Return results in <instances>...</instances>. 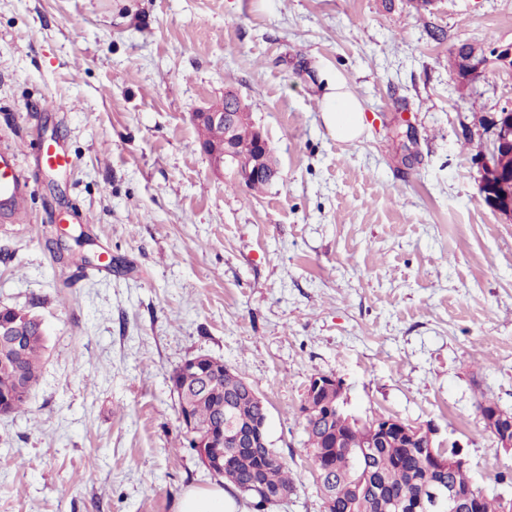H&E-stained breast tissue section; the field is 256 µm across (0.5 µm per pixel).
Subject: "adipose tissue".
<instances>
[{"instance_id": "1", "label": "adipose tissue", "mask_w": 512, "mask_h": 512, "mask_svg": "<svg viewBox=\"0 0 512 512\" xmlns=\"http://www.w3.org/2000/svg\"><path fill=\"white\" fill-rule=\"evenodd\" d=\"M322 119L329 133L341 142H359L366 132L365 109L342 79L330 84ZM178 512H238V505L222 486L216 485L187 491Z\"/></svg>"}]
</instances>
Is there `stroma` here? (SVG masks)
I'll list each match as a JSON object with an SVG mask.
<instances>
[{
    "label": "stroma",
    "instance_id": "stroma-1",
    "mask_svg": "<svg viewBox=\"0 0 512 512\" xmlns=\"http://www.w3.org/2000/svg\"><path fill=\"white\" fill-rule=\"evenodd\" d=\"M462 42L512 44V0H0V148L29 181L23 218L0 208V305L46 331L25 412L0 416V512H177L218 484L178 445L170 376L200 354L266 401L295 479L267 512H324L299 413L321 372L359 417L434 424L512 499L478 412L512 411V223L478 187L512 69L458 90ZM338 77L357 144L322 120ZM228 91L279 161L259 191L197 144ZM54 137L68 171L35 164ZM101 253L118 267L72 264ZM324 95L322 119L329 133L341 142L356 143L366 133L365 108L349 90L345 80L336 79Z\"/></svg>",
    "mask_w": 512,
    "mask_h": 512
}]
</instances>
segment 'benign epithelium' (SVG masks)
Listing matches in <instances>:
<instances>
[{"instance_id":"1","label":"benign epithelium","mask_w":512,"mask_h":512,"mask_svg":"<svg viewBox=\"0 0 512 512\" xmlns=\"http://www.w3.org/2000/svg\"><path fill=\"white\" fill-rule=\"evenodd\" d=\"M459 53V65L461 77L458 83L464 87L479 80L485 75L491 64L496 62L508 67L512 65V44L505 46L484 48L479 44L456 47ZM194 122L201 129L220 128L223 137L212 141L203 147L209 156L213 170L216 174L224 175V169L232 170L235 179L244 185H250L260 179H272L279 176L280 168L272 155L268 141L261 129H255L256 148L252 153L243 158L237 153L236 133L240 126L251 122L250 114L237 108L234 97L228 95L220 103L211 104L202 108L193 116ZM492 139L487 152L481 156L479 167V192L485 204L500 218L512 222V201L502 200L496 197L495 188L499 182L509 176L505 170L495 162L499 152L512 153V110L500 113L491 121ZM27 333L21 326L0 319V340L10 342L15 350H20L26 341ZM199 359L189 358L182 363L184 373L193 375L195 383L192 388L183 385L174 389L178 402H183L189 391L205 392L213 385L214 380L206 374L196 373ZM336 391L337 396H343V385L332 374L320 373L310 378L304 393L302 402L305 408L304 415L313 423H322V414L319 407L314 404L315 397L324 392ZM488 429L498 433L501 445L504 448L512 447V414L500 408H494L487 412L484 418ZM426 429V443L420 446L421 456L427 460L431 468L440 471L445 466L435 452L436 429L432 425H424ZM399 434L407 440H415V426L405 423L398 418L386 419V424L379 434L371 440V447H376L385 440L388 433ZM267 436V419H262L249 424L247 427L236 425L233 421L225 422L222 435L213 434L195 438V446L200 448L199 459L202 465L211 473L224 469V452L215 448L216 440L221 442L233 441L243 444L248 448L265 445ZM480 498L473 491L462 493L458 488L439 482L431 492L430 497L422 495L407 501L390 499L382 506L386 512L388 507H396V512H478Z\"/></svg>"}]
</instances>
